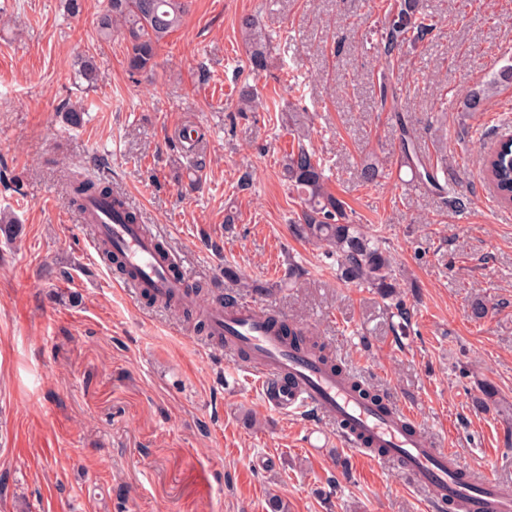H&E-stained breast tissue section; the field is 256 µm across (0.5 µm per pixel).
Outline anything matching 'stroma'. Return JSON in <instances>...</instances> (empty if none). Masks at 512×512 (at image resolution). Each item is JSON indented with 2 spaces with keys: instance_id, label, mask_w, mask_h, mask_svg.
Wrapping results in <instances>:
<instances>
[{
  "instance_id": "35a3bbf8",
  "label": "stroma",
  "mask_w": 512,
  "mask_h": 512,
  "mask_svg": "<svg viewBox=\"0 0 512 512\" xmlns=\"http://www.w3.org/2000/svg\"><path fill=\"white\" fill-rule=\"evenodd\" d=\"M100 3L72 17L65 0H0V211L20 224L0 236V512H266L273 494L288 512H428L394 462L363 457L309 414L271 412L194 320L117 285L69 203L68 169L110 184L178 273L307 327L432 439L512 487V208L480 169L512 134V82L494 81L512 64V0H418L437 25L389 62L377 52L387 0H189L152 76L129 73L116 34L91 86L77 58ZM247 16L272 36L259 72L239 31ZM384 78L395 103L381 100ZM246 85L252 112L238 106ZM479 88L482 111H460ZM63 101L84 108L82 126L64 122ZM292 110L329 190L384 237L408 328L292 236L301 206L280 165ZM404 124L466 208L402 164ZM292 261L308 274L279 287ZM228 262L243 285L225 281ZM484 384L497 391L487 412L472 403Z\"/></svg>"
}]
</instances>
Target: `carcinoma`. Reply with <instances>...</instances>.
I'll return each mask as SVG.
<instances>
[{
    "label": "carcinoma",
    "instance_id": "carcinoma-1",
    "mask_svg": "<svg viewBox=\"0 0 512 512\" xmlns=\"http://www.w3.org/2000/svg\"><path fill=\"white\" fill-rule=\"evenodd\" d=\"M188 12V0H103L93 40L97 44L112 41V32L119 31L126 41V61L133 74H151L157 67L159 48L172 33L179 30ZM434 27L433 19L418 10L417 0H395L389 25L383 29L379 44L380 55L391 62L395 52L407 42L424 39ZM243 41L250 46V66L255 70L266 67L267 56L261 35L256 31L252 19L245 17L240 22ZM97 61L92 52H87L81 60L79 75L89 84L97 81ZM485 90H474L460 101L465 112H479ZM402 152L406 163L414 167L415 177L432 185L442 194L451 196L454 207L462 209L465 201L454 195L453 188L439 183L434 171H420L410 151L412 143L410 130L401 124ZM293 132L294 144L281 157L283 174L288 181V189L303 203L301 213L292 221L295 237L323 245L336 256V275L344 281L357 282L375 289L392 300L394 316L407 327L411 318L410 307L398 291L399 282L389 251L382 247L379 236L370 233L350 218L345 203L327 187V177L322 160L305 144L307 134L298 119L289 124ZM485 179L493 186L498 203L512 204V146L502 143L482 159ZM70 202L81 212L96 200H108L112 210H121L126 223L137 224L139 217L129 210L123 198L113 193L112 187L86 177L80 171L64 174ZM101 253L106 262L118 272L132 277L120 255L110 243L103 239ZM308 271L305 267L290 263L286 277L280 286L292 287L299 283ZM271 325L289 337L300 348L314 353L320 360L338 374L344 368L337 363L328 347L314 336L295 325L270 318Z\"/></svg>",
    "mask_w": 512,
    "mask_h": 512
}]
</instances>
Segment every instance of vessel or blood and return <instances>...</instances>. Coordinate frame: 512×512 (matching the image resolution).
Returning a JSON list of instances; mask_svg holds the SVG:
<instances>
[{
    "instance_id": "obj_1",
    "label": "vessel or blood",
    "mask_w": 512,
    "mask_h": 512,
    "mask_svg": "<svg viewBox=\"0 0 512 512\" xmlns=\"http://www.w3.org/2000/svg\"><path fill=\"white\" fill-rule=\"evenodd\" d=\"M94 208L99 214L94 230L121 251L135 274L130 286L136 294L191 302L188 281L175 272L177 258L159 237L126 223L107 201L95 202ZM201 315L212 338L248 352L270 410L312 412L321 424L335 425L345 446L396 462L414 488L427 492L432 512H512L511 489L476 476L453 451L417 429L408 413L373 406L317 357L294 349L271 327L263 309L240 301L229 309L203 308Z\"/></svg>"
}]
</instances>
